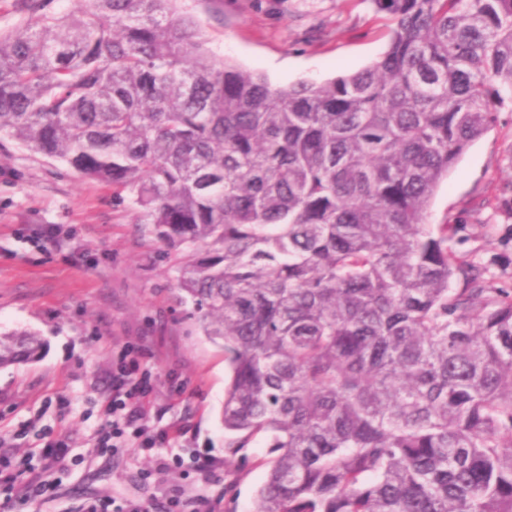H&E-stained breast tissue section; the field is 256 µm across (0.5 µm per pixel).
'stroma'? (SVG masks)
Returning <instances> with one entry per match:
<instances>
[{
	"instance_id": "stroma-1",
	"label": "stroma",
	"mask_w": 512,
	"mask_h": 512,
	"mask_svg": "<svg viewBox=\"0 0 512 512\" xmlns=\"http://www.w3.org/2000/svg\"><path fill=\"white\" fill-rule=\"evenodd\" d=\"M197 16L215 58L265 74L274 85L322 82L371 65L384 51L390 21L368 0H179ZM512 107L477 139L443 181L428 209L432 224H465L460 252L493 265L512 285V243L502 244L512 211ZM132 193L90 179L67 164L0 138V333L28 329L45 349L36 362L0 369V461L46 472L47 500H7L0 512H84L111 501L152 507L174 495L191 508L202 497L220 512H251L267 470L263 439L246 462L224 463L220 414L229 377L220 346L187 318L176 252L139 223ZM59 225L69 249L32 236ZM150 377L142 418L117 448L95 451L109 418V375L125 354ZM67 446L53 464L44 448ZM207 470H198L199 462Z\"/></svg>"
}]
</instances>
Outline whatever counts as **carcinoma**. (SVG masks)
<instances>
[{
	"mask_svg": "<svg viewBox=\"0 0 512 512\" xmlns=\"http://www.w3.org/2000/svg\"><path fill=\"white\" fill-rule=\"evenodd\" d=\"M175 0H15L0 136L134 193L224 349L225 450L253 512H512V288L428 224L512 102V0H370L385 51L272 85L207 56ZM44 340L0 334V368Z\"/></svg>",
	"mask_w": 512,
	"mask_h": 512,
	"instance_id": "cac0c4a2",
	"label": "carcinoma"
}]
</instances>
